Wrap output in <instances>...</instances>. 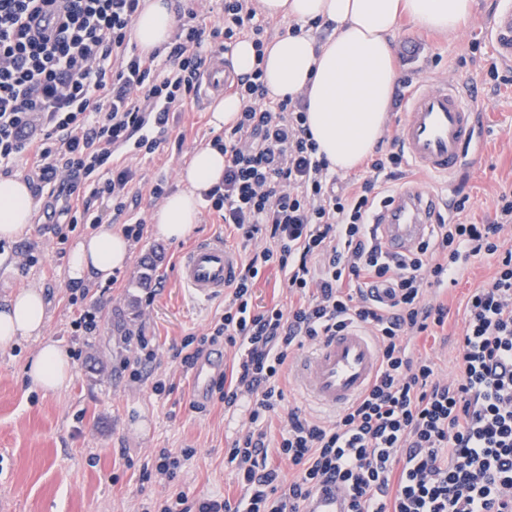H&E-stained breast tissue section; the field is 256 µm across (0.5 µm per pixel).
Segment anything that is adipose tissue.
<instances>
[{
    "mask_svg": "<svg viewBox=\"0 0 512 512\" xmlns=\"http://www.w3.org/2000/svg\"><path fill=\"white\" fill-rule=\"evenodd\" d=\"M474 0H257L269 18L302 23H334L325 41L308 34H286L269 42L258 58L250 40H240L232 55L236 74L262 68L271 97H301L307 123L320 153L332 169L358 166L381 139L398 79L394 33L399 14L442 33L460 31ZM168 0H145L134 24V37L144 52L166 44L174 27ZM224 178V152L208 145L194 152L179 173L180 189L168 194L153 215L154 235L178 241L196 224L204 196ZM33 200L27 182L18 176L0 178V238L14 240L32 222ZM132 254L123 232L105 230L79 238L67 263L75 283L111 281ZM46 304L42 292L24 288L0 306V345L35 339L39 348L25 374L44 393L66 386L72 376L68 356L56 342L43 339Z\"/></svg>",
    "mask_w": 512,
    "mask_h": 512,
    "instance_id": "1",
    "label": "adipose tissue"
}]
</instances>
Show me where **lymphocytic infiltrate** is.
Segmentation results:
<instances>
[{
  "mask_svg": "<svg viewBox=\"0 0 512 512\" xmlns=\"http://www.w3.org/2000/svg\"><path fill=\"white\" fill-rule=\"evenodd\" d=\"M66 2L55 14V0H0V174L25 161L38 188L55 193L66 219L59 240L110 214L124 217L136 243L146 221L126 214L135 173L124 156L156 153L197 95L206 49L229 53L248 39L263 50L268 26L252 0H224L221 23L204 25L188 10L170 42L141 53L130 40L143 0ZM228 92L241 108L213 139L224 150V179L206 199L254 247L222 314L185 337L177 356L188 372L215 345L233 352L214 392L225 415L248 417L224 451L242 492L198 499L181 491L152 512H307L331 483L347 490L351 512H512V246L502 238L512 228V191L499 194L493 222L441 216L411 251L388 255L370 220L389 202L403 155L376 150L360 185L344 191L300 99L269 98L258 70ZM478 256L492 259L494 275L462 305L457 375L448 381L415 346L447 327L443 289ZM271 270L288 305L256 301ZM351 325L378 349L367 389L329 422L284 411L294 352Z\"/></svg>",
  "mask_w": 512,
  "mask_h": 512,
  "instance_id": "obj_1",
  "label": "lymphocytic infiltrate"
}]
</instances>
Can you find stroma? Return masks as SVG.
Instances as JSON below:
<instances>
[{"label": "stroma", "mask_w": 512, "mask_h": 512, "mask_svg": "<svg viewBox=\"0 0 512 512\" xmlns=\"http://www.w3.org/2000/svg\"><path fill=\"white\" fill-rule=\"evenodd\" d=\"M495 2L475 0L472 17L457 33H438L403 18L394 38L395 96L408 97L420 83L439 79L460 80L481 94L478 158L456 192L465 201L461 220L476 224L493 221L498 195L512 188V72L496 84L487 75L493 53L486 29ZM474 42L479 51H470ZM209 118L198 106L179 114L153 156L130 158L140 192L137 210L144 218H152L158 206L149 196L151 185L164 177L170 190H177L181 167L213 139ZM90 232L78 226L60 243L38 210L23 237L0 240V303L20 289H42L46 338L63 351L81 352L69 384L47 395L24 375L37 341L0 346V512H144L156 499L180 491L195 498L239 496L224 450L247 418H225L215 399L205 411L193 410L190 376L174 357L185 336L204 333L224 308L220 298L195 304L179 288L178 257L191 241L223 235V225L204 210L188 239L164 241L145 231L114 282L90 283L86 302L98 310V328L76 339L67 261L73 241ZM25 253L35 255L36 264L21 267ZM140 332L153 337L157 354L142 363L143 378L134 382L122 365L135 358L133 338ZM159 379L166 383L160 395L152 389ZM160 448L195 451L166 484L142 479L139 471Z\"/></svg>", "instance_id": "1"}]
</instances>
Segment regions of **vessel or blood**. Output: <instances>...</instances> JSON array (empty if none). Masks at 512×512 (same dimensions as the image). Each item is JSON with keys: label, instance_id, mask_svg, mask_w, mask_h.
<instances>
[{"label": "vessel or blood", "instance_id": "vessel-or-blood-1", "mask_svg": "<svg viewBox=\"0 0 512 512\" xmlns=\"http://www.w3.org/2000/svg\"><path fill=\"white\" fill-rule=\"evenodd\" d=\"M489 36L498 59L512 65V0H499ZM231 82V69L223 54H214L199 83V98H218ZM473 92L441 82L417 86L408 96L398 124L399 149L419 171L457 178L475 161L473 142L480 112ZM441 201L435 194L415 185L395 191L392 201L381 207L372 222L384 252L400 255L418 242L433 224ZM240 269L238 255L223 238L198 240L179 260L178 280L196 302L206 303L223 295ZM379 367L375 342L360 327L351 326L324 338L310 353L299 358L294 381L302 394L319 408L336 413L358 398ZM214 374L209 362L197 364L192 372L194 402L208 398ZM347 496L342 490L320 494L312 512H346Z\"/></svg>", "mask_w": 512, "mask_h": 512}]
</instances>
